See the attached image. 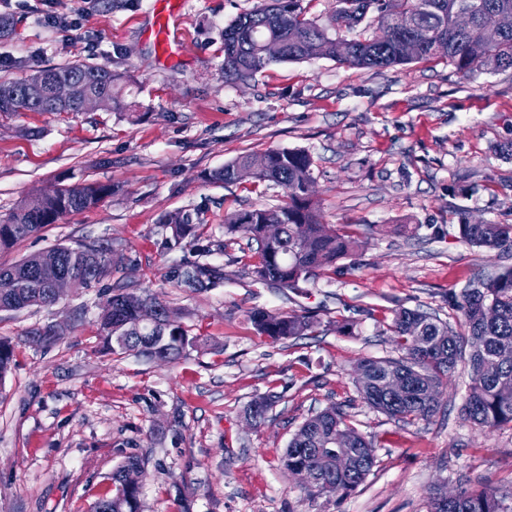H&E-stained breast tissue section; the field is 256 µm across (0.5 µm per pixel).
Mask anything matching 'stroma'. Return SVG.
I'll use <instances>...</instances> for the list:
<instances>
[{"label": "stroma", "mask_w": 512, "mask_h": 512, "mask_svg": "<svg viewBox=\"0 0 512 512\" xmlns=\"http://www.w3.org/2000/svg\"><path fill=\"white\" fill-rule=\"evenodd\" d=\"M264 0H183L171 25L182 46L161 64L148 36L151 0H0L13 30L0 40V81L29 68L92 62L126 73L136 116L85 112L0 114V217L63 186L112 183L97 207L0 249V266L56 245L109 244L122 270L56 304L0 311L14 347L0 382V512H90L111 493L128 455L145 465L141 512H431L435 494L487 488L512 512V423L493 430L461 413L470 370L458 365L441 411L404 423L373 409L357 382L367 358L396 359L387 325L398 307L454 322L447 296L497 276L505 259L463 242L458 217L512 224V72L466 81L446 61L383 71L330 57L275 63L254 80L224 81L222 32ZM303 148L314 161L321 221L353 228L358 267L320 271L303 292L255 282L254 248L224 235V213L280 204L284 190L204 180L245 154ZM198 217L223 250L207 256L212 288L168 277L188 249L161 252L163 215ZM159 296L201 340L171 363L103 350L104 289ZM306 314L310 335L277 340L249 315ZM51 345L27 340L47 325ZM276 401L262 425L245 409ZM336 405L375 447L352 492L311 491L280 462L304 420Z\"/></svg>", "instance_id": "35a3bbf8"}]
</instances>
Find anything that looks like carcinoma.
<instances>
[{
	"instance_id": "carcinoma-1",
	"label": "carcinoma",
	"mask_w": 512,
	"mask_h": 512,
	"mask_svg": "<svg viewBox=\"0 0 512 512\" xmlns=\"http://www.w3.org/2000/svg\"><path fill=\"white\" fill-rule=\"evenodd\" d=\"M305 0H270L236 17L224 28V82L235 83L256 77L273 61L298 62L316 57H336V40L346 43L340 63L355 68L385 69L418 60L442 58L463 79L479 73H503L512 70V0H335L333 18L336 35L308 18ZM377 12L378 25L393 23L409 16L414 26H403L387 33L386 38L361 34L347 37L367 16ZM470 10L471 27L459 32L454 15ZM282 46L276 59L266 56V44ZM69 81L77 86V96L99 94L107 97L112 109L125 112L131 105L120 97L118 84L122 74L105 65L75 63L34 69L23 77L0 82V112H75L74 103L61 105L51 97L53 82ZM313 157L301 149H271L263 154L241 156L209 173V180L224 184L238 181L237 171L256 167L254 181L273 183L285 190L282 203L274 208L224 213V230L240 234L257 244L253 273L256 280L299 291L320 269L357 255L360 244L355 234H339L318 218L313 191ZM112 195V185L86 183L68 187L58 195H41L23 200L6 219L0 220V249L9 248L31 236L60 216L90 209ZM162 224L171 235L158 243L161 251L190 248L199 256L224 249L197 233L191 214L165 215ZM266 224L282 225L278 240L263 233ZM460 238L471 246L502 256L512 255V224H472L459 218ZM56 256L55 267L46 268L37 253L0 267V307L18 311L55 303L49 282L56 270L63 269L90 288L112 272L115 264L108 244L87 245L81 251L66 245L50 249ZM171 279L190 288L213 283L216 271L206 263L194 262L191 268L176 264ZM459 313L455 330L439 317L418 309L397 308L389 331L404 352L399 359H371L359 367L371 371V389L363 399L374 409L398 421L430 419L440 409L432 401L433 392H441L459 362L468 360L471 384L462 406L463 414L474 424L494 428L512 423V267L505 268L482 288H470L451 296ZM150 300L162 310L167 304L158 296L139 293L116 285L106 294L104 305L112 314L98 318L106 343H116L124 353L157 357L166 362L178 359L187 348L197 346V337L179 325L167 329L156 325L144 329L138 340L126 338L125 324L134 321L143 302ZM250 319L261 335L274 338L305 336L312 331L311 317L255 311ZM13 348L0 340V382L11 369ZM389 369L408 380L406 393L389 397L383 393L376 373ZM273 395L254 398L245 415L258 425L272 407ZM348 447L355 465L328 468L317 449ZM285 469H315L320 479L338 482L346 491L357 488L375 466L373 445L347 422L345 413L328 407L307 418L289 440L281 456ZM141 464L136 455H128L112 473L115 493L94 503L92 512H141L142 486L130 475ZM460 499L448 503V512H504L497 498L488 491L459 492Z\"/></svg>"
}]
</instances>
